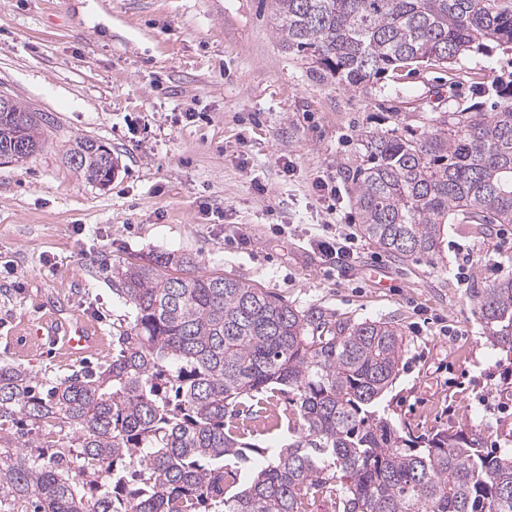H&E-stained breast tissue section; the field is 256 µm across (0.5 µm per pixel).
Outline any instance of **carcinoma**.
<instances>
[{
    "label": "carcinoma",
    "mask_w": 512,
    "mask_h": 512,
    "mask_svg": "<svg viewBox=\"0 0 512 512\" xmlns=\"http://www.w3.org/2000/svg\"><path fill=\"white\" fill-rule=\"evenodd\" d=\"M288 51L322 81L512 46V0H272ZM493 112L459 106L368 132L343 168L362 236L396 262L440 255L450 224L490 236L512 224V74ZM44 118L0 112V153L38 151ZM68 163L112 181V151L81 138ZM129 316L112 360L42 382L0 365V512H512V447L475 431L415 436L378 409L403 334L152 254L112 280ZM483 334L512 360V277L474 295ZM288 397L291 439L249 441L248 423ZM256 455L267 465L253 467Z\"/></svg>",
    "instance_id": "carcinoma-1"
}]
</instances>
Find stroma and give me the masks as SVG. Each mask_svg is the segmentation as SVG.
Instances as JSON below:
<instances>
[{
  "label": "stroma",
  "instance_id": "1",
  "mask_svg": "<svg viewBox=\"0 0 512 512\" xmlns=\"http://www.w3.org/2000/svg\"><path fill=\"white\" fill-rule=\"evenodd\" d=\"M509 73L500 48L358 89L322 82L278 39L271 0H0V94L49 117L40 151L0 165V364L39 379L103 369L127 311L113 272L177 251L299 308L394 323L405 347L381 413L512 444V362L472 300L512 277V224L490 239L449 225L440 257L405 263L363 238L342 277L309 246L330 221L312 183L345 189L364 132L392 112L491 111L485 89ZM79 137L117 157L109 185L68 163ZM456 243L474 255L468 273ZM56 301L97 328L95 351L26 338Z\"/></svg>",
  "mask_w": 512,
  "mask_h": 512
}]
</instances>
